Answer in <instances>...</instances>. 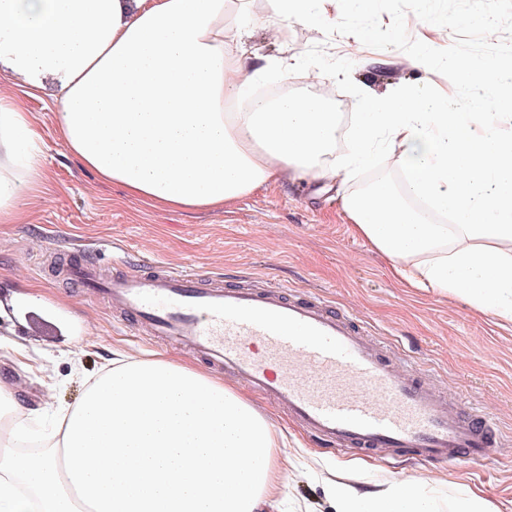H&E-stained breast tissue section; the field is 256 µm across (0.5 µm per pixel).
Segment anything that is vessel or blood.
<instances>
[{
  "mask_svg": "<svg viewBox=\"0 0 512 512\" xmlns=\"http://www.w3.org/2000/svg\"><path fill=\"white\" fill-rule=\"evenodd\" d=\"M61 272L139 334L180 346L286 408L331 449L453 464L487 460L502 445L490 415L399 366L363 323L315 294L163 263L108 274L89 249Z\"/></svg>",
  "mask_w": 512,
  "mask_h": 512,
  "instance_id": "b4317fda",
  "label": "vessel or blood"
}]
</instances>
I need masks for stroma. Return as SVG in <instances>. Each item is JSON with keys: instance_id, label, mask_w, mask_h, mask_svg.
Here are the masks:
<instances>
[{"instance_id": "1", "label": "stroma", "mask_w": 512, "mask_h": 512, "mask_svg": "<svg viewBox=\"0 0 512 512\" xmlns=\"http://www.w3.org/2000/svg\"><path fill=\"white\" fill-rule=\"evenodd\" d=\"M256 25L243 41L252 56L281 52L314 68L334 71L327 81L347 111H357L363 94L386 96L417 77L412 58L426 20L440 23L460 54L479 60L512 58V0H377L372 14L340 5L333 27L296 24L277 37L261 24L267 0H253ZM498 29L487 39L475 14ZM398 24L374 37L380 19ZM370 32L361 59L349 58L344 29ZM44 140L46 182L21 207L16 223L0 224V340L25 347L34 364L55 377L52 402L75 404L84 375L97 372L121 349L145 360L192 355L138 336L98 296L55 277L45 268L46 252L96 244L102 264L120 244L130 262L162 259L206 273L276 279L321 294L336 308L360 318L376 337L396 346L400 361L426 371L450 393L476 399L507 438L489 460L454 465L423 464L404 457L356 452L330 454L318 448L274 405L253 403L275 431L288 438L291 461L282 473L285 512H330L325 484L330 472L356 467L372 479L425 481L435 492L436 512H451L456 498L475 490L498 512H512V322L474 311L466 302L400 281L390 263L357 236L342 197L385 177L399 181L390 162L355 172L341 190L291 179L251 194L221 211L185 212L153 208L100 183L57 140V109L50 94L20 96Z\"/></svg>"}]
</instances>
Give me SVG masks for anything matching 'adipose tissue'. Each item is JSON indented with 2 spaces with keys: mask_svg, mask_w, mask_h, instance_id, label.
Here are the masks:
<instances>
[{
  "mask_svg": "<svg viewBox=\"0 0 512 512\" xmlns=\"http://www.w3.org/2000/svg\"><path fill=\"white\" fill-rule=\"evenodd\" d=\"M249 0H0V67L29 96L53 89L57 136L100 181L160 208L229 206L293 176L330 183L393 158L381 179L344 197L356 233L416 288L463 298L512 321V63L476 62L447 41L421 43L414 67L453 70L468 109L427 81L364 96L346 125L323 99L247 100L295 60L247 65ZM267 29L315 24L336 0H268ZM31 113L0 90V224L46 180ZM0 366V512H279L280 440L249 399L177 361L113 351L73 406L53 452L19 445L40 406ZM332 512H434L426 483H326Z\"/></svg>",
  "mask_w": 512,
  "mask_h": 512,
  "instance_id": "ef3b65f1",
  "label": "adipose tissue"
}]
</instances>
